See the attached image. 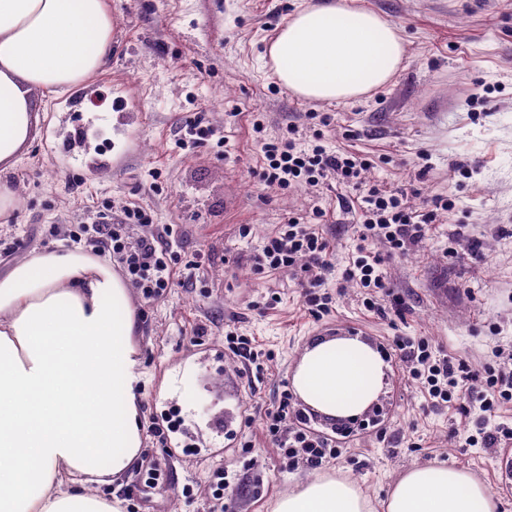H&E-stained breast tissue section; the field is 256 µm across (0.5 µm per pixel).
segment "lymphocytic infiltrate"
Returning a JSON list of instances; mask_svg holds the SVG:
<instances>
[{
  "instance_id": "lymphocytic-infiltrate-1",
  "label": "lymphocytic infiltrate",
  "mask_w": 512,
  "mask_h": 512,
  "mask_svg": "<svg viewBox=\"0 0 512 512\" xmlns=\"http://www.w3.org/2000/svg\"><path fill=\"white\" fill-rule=\"evenodd\" d=\"M297 127L287 129L277 141L262 142V166L259 176L267 186L280 191L307 184L316 186L333 180L343 185L361 182L369 167L366 159L349 152L333 151L321 141L306 148L296 143ZM343 208L358 209L362 224L359 243L345 270V277L363 288L364 307L380 312L376 293L384 288L379 269L380 255L372 252L370 242L383 244L388 253L403 254L421 243L435 218L436 210L450 211L455 207L452 197L440 196L431 205L410 204L403 190H386L372 185L360 201L340 197ZM140 225L142 232L131 237V225ZM170 229L157 230L152 217L140 206L125 208L119 219L99 214L89 224L79 225L72 241L87 240L95 252L117 257L125 279L141 292L144 302L157 300L171 284L176 265L181 264L180 252L169 241ZM330 245L306 216L292 214L282 231L270 238L257 261L259 269L272 271L298 268L304 274V302L312 316L327 315L332 310V298L324 292V272L328 267ZM397 356L412 379L420 381L431 406L455 401L457 389L470 377L466 362L457 356L433 357L426 338L396 339ZM483 388L475 395L480 408L488 415L512 403V359L496 356L484 370ZM289 390H282L276 409L266 414V432L284 458L301 462L318 470L340 451L334 440L310 431L304 416L296 414Z\"/></svg>"
}]
</instances>
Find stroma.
I'll use <instances>...</instances> for the list:
<instances>
[{"label": "stroma", "instance_id": "obj_1", "mask_svg": "<svg viewBox=\"0 0 512 512\" xmlns=\"http://www.w3.org/2000/svg\"><path fill=\"white\" fill-rule=\"evenodd\" d=\"M299 2L110 0L112 55L89 82L98 96L82 104L83 155L70 151L73 97L65 92L8 174L21 203L0 220V244L18 238L29 250L67 248L70 229L140 205L155 224L173 227L179 250L202 255L198 266L177 269L156 301L131 297L142 422L175 408L197 444L173 456L143 437L141 453L169 473L166 486L149 492L146 512H210L207 489L218 468L233 478L230 512H272L279 498L322 476L350 479L381 499L408 468L436 462L469 470L499 491L500 512H512V494L499 490L498 456L458 439L486 421L478 403L428 406L392 351L396 337L426 336L435 355L462 356L479 374L495 353L512 351V0H355L402 28L407 55L389 84L340 103L295 97L271 66L270 46ZM309 112L330 114L326 146L368 159L367 180L406 190L416 203L456 197L418 247L385 258L384 313L365 311L359 288L342 282L360 226L338 199L360 188L331 181L283 193L257 175L253 121L268 138L298 125L307 143ZM195 117L225 144H181ZM316 206L327 212L325 276L334 292L331 313L320 319L303 306L299 272L254 267L289 213ZM230 329L271 354L261 385L251 386L225 351ZM333 334L381 355L382 389L362 419L307 413L309 427L334 438L341 454L319 471L292 466L261 420L306 348ZM186 393L193 402L185 408ZM220 411L237 438L211 433ZM244 441L253 444L247 468L239 461ZM186 487L192 497L183 496Z\"/></svg>", "mask_w": 512, "mask_h": 512}]
</instances>
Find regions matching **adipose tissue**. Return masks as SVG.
Listing matches in <instances>:
<instances>
[{
	"instance_id": "obj_1",
	"label": "adipose tissue",
	"mask_w": 512,
	"mask_h": 512,
	"mask_svg": "<svg viewBox=\"0 0 512 512\" xmlns=\"http://www.w3.org/2000/svg\"><path fill=\"white\" fill-rule=\"evenodd\" d=\"M109 0H0V217L20 197L2 181L34 139L49 95L108 62ZM398 25L349 0L301 6L269 55L281 85L312 102L350 101L385 85L405 58ZM137 319L110 260L76 246L34 250L0 275V512H121L92 492L138 455ZM382 361L339 336L302 356L293 386L332 418L366 410ZM273 512H498L467 470L443 463L407 470L382 508L355 482L312 480Z\"/></svg>"
}]
</instances>
